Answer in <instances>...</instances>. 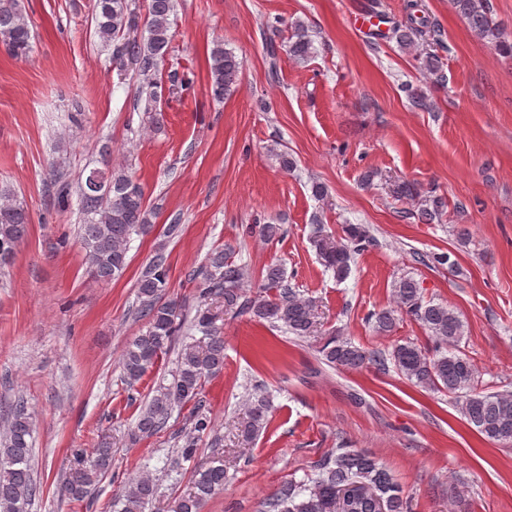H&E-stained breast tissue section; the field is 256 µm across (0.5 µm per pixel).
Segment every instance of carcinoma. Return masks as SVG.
Masks as SVG:
<instances>
[{
    "label": "carcinoma",
    "instance_id": "1",
    "mask_svg": "<svg viewBox=\"0 0 512 512\" xmlns=\"http://www.w3.org/2000/svg\"><path fill=\"white\" fill-rule=\"evenodd\" d=\"M133 0H94L95 33L111 49L112 64L120 70L132 69L144 77L146 112L156 111L163 92L178 90L165 86L160 65L171 40L173 0H146L145 13L132 7ZM456 10L468 20L482 40L495 44L512 55V43L505 39L492 20L491 0H453ZM431 28L419 0H407L405 17L393 23L385 33L405 48L414 39L424 37ZM288 55L305 60L312 54L313 42L308 27L295 22L290 26ZM0 44L16 59H26L32 52V33L20 0H0ZM418 62L435 83L444 82V74L433 53L419 55ZM242 63L216 45L210 54V91L221 100L238 85ZM78 195L79 206L87 215L82 225V248L91 276L97 280L114 279L128 266L127 254L132 235L151 228L152 212L146 205L141 184L131 175L114 174L108 168L88 172L75 187L63 184L57 198L66 203L71 192ZM447 207L441 197L429 200L421 217L432 222ZM29 214L23 203L10 193L0 194V261L7 259L27 233ZM374 244L370 230L363 224H346L342 235L334 236L319 227L310 237V245L322 265L336 280H345L351 271L352 253ZM199 281L203 299L223 303L224 313L248 314L274 328H283L298 339L319 337L317 353L324 364L343 369L376 365L382 369L392 364L396 372L416 387L432 392L445 390L455 395L467 424L486 440L512 443V391L487 393L478 387L477 371L460 350L466 330L460 315L441 303L424 300L417 280L404 276L395 282L394 305L374 314L378 331L389 332L398 317L406 315L428 332L433 347L413 342L398 343L386 354L355 344L340 331L318 336V305L286 283V272L270 264L248 293V273L231 253L213 251L207 262L193 272ZM139 316L146 320V330L126 347L121 369L125 384L134 387L166 353L181 331L200 333L184 344L171 371V380L159 382L143 406L132 432L137 437L161 432L174 408L187 409L189 431L177 448L183 459L195 458L197 443L211 431L206 410L205 385L224 369V328L219 315L198 306L189 315L183 305L166 297L168 265L164 253L157 252L137 281ZM269 401L263 394L249 400L238 420L241 443L251 444L267 427ZM32 419L24 401L14 405L8 432L0 442V512H27L29 503L40 493L32 476ZM112 467V447L103 439L97 448L75 456L64 473L63 490L75 501L91 494ZM315 476L309 480L290 479L261 503V512H338L340 495L350 485L363 491L356 512H412V503L390 474L373 457L360 450L338 448L314 462ZM226 476L224 456L200 460L194 468L190 489L176 498L170 512H202L205 503L223 490ZM155 494L152 478L142 475L131 480L112 502L113 512H143Z\"/></svg>",
    "mask_w": 512,
    "mask_h": 512
}]
</instances>
